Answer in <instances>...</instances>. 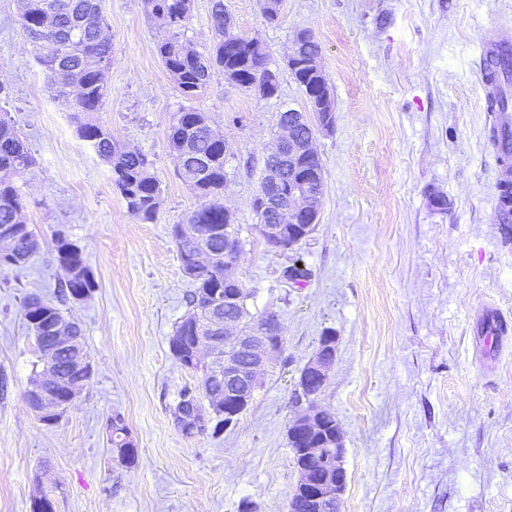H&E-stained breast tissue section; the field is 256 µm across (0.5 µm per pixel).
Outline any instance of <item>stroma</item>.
<instances>
[{
	"instance_id": "stroma-1",
	"label": "stroma",
	"mask_w": 512,
	"mask_h": 512,
	"mask_svg": "<svg viewBox=\"0 0 512 512\" xmlns=\"http://www.w3.org/2000/svg\"><path fill=\"white\" fill-rule=\"evenodd\" d=\"M237 32L263 40L280 95L260 101L212 79L184 98L156 53L159 23L144 0H106L112 62L98 118L147 154L160 184L155 222L133 219L112 172L81 140L19 23V0H0V100L24 133L35 166L19 181L40 240L28 266L0 272V512H287L299 481L287 427L294 382L321 336H338L320 399L345 436L341 512H512V223L493 216L497 171L477 66L483 37L512 39V0H283L277 23L258 0H224ZM308 29L334 102L315 149L325 187L314 232L274 253L248 237L235 274L251 311H278L283 353L235 426L186 433L182 388L200 383L171 355L192 283L171 234L199 198L169 152L173 112H207L228 142L224 205L253 221L251 200L279 112L303 105L285 68L294 32ZM442 196L438 210L433 196ZM80 245L97 282L90 300L65 303L95 363L82 394L54 425L24 394L38 353L22 315L25 295L55 300L64 272L55 239ZM302 261V286L283 279ZM122 417L134 464L113 459L110 421Z\"/></svg>"
}]
</instances>
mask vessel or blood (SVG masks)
Returning <instances> with one entry per match:
<instances>
[{
	"label": "vessel or blood",
	"instance_id": "1",
	"mask_svg": "<svg viewBox=\"0 0 512 512\" xmlns=\"http://www.w3.org/2000/svg\"><path fill=\"white\" fill-rule=\"evenodd\" d=\"M482 56L480 79L484 85L486 99L490 101L491 129L496 135L494 150L497 154V193L495 219L505 222L512 219V113L500 111L493 101L498 96V71L501 59L512 56V43L489 37Z\"/></svg>",
	"mask_w": 512,
	"mask_h": 512
}]
</instances>
